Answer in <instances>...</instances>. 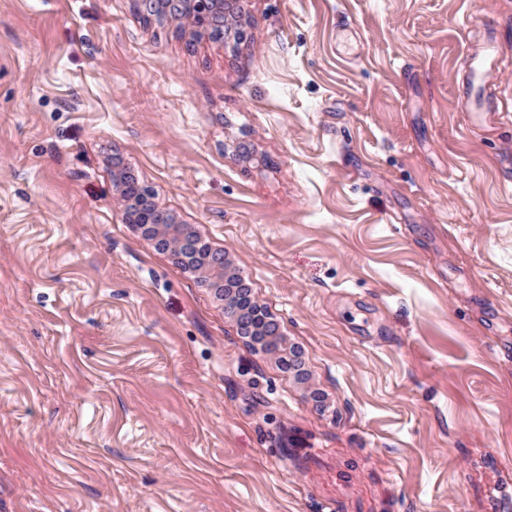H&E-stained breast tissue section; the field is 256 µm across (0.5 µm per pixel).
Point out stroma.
Returning <instances> with one entry per match:
<instances>
[{"label":"stroma","instance_id":"stroma-1","mask_svg":"<svg viewBox=\"0 0 512 512\" xmlns=\"http://www.w3.org/2000/svg\"><path fill=\"white\" fill-rule=\"evenodd\" d=\"M0 0V512H512V0ZM508 70L482 89L488 38ZM121 159L303 370L127 223ZM136 0L142 16L149 20L156 17L185 22L193 27L200 18L205 25L228 39L233 30V21L240 14L239 0ZM146 19V21H148Z\"/></svg>","mask_w":512,"mask_h":512}]
</instances>
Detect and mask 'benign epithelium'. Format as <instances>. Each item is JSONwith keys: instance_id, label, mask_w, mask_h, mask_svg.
<instances>
[{"instance_id": "7a95c632", "label": "benign epithelium", "mask_w": 512, "mask_h": 512, "mask_svg": "<svg viewBox=\"0 0 512 512\" xmlns=\"http://www.w3.org/2000/svg\"><path fill=\"white\" fill-rule=\"evenodd\" d=\"M142 16L149 20L157 17L185 22L193 25L201 19L205 25L224 38L233 35L238 39L245 36L242 31H233V21L240 14V0H136ZM113 184L117 191V202L123 209L125 219L138 225L142 236L176 255L182 254V247L200 238L197 231L177 223L165 210L153 203L154 194L147 187L134 183L126 184L122 174H113ZM209 284L219 294H224L225 313L239 329L252 330L266 336L278 335L274 321L262 315L263 305L254 298H245L233 287L239 275L231 268L224 254L212 260L206 272Z\"/></svg>"}]
</instances>
